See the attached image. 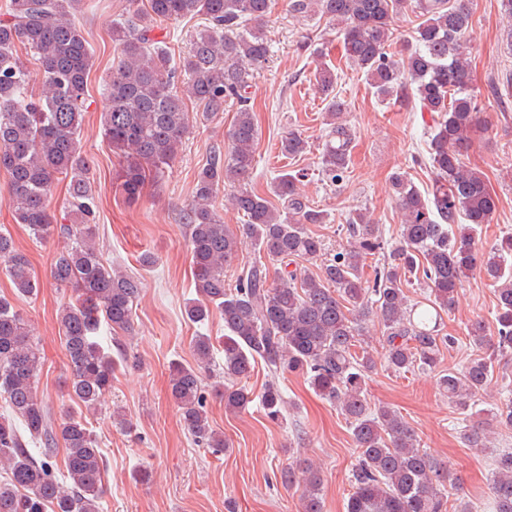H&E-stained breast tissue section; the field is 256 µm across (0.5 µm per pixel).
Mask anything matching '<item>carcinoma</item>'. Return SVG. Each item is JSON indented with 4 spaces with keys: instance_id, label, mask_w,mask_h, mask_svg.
I'll return each instance as SVG.
<instances>
[{
    "instance_id": "obj_1",
    "label": "carcinoma",
    "mask_w": 512,
    "mask_h": 512,
    "mask_svg": "<svg viewBox=\"0 0 512 512\" xmlns=\"http://www.w3.org/2000/svg\"><path fill=\"white\" fill-rule=\"evenodd\" d=\"M415 2L422 22L415 43L401 60L387 52L395 18ZM129 0L131 16L112 24L119 60L110 72L101 112L104 138L122 160L120 189L138 200L147 176L164 172L175 159L186 133L184 99L207 112L236 106L231 150L215 153L199 172L185 215L192 278L198 298L185 305L189 320L202 323L216 312L224 321V376L214 390L224 410L241 413L253 402L246 385L255 364L271 377L298 372L344 415L358 452L352 471L353 492L347 512H448L444 468L421 446L413 428L388 406H371L366 378L377 358L361 347L369 317L382 327L383 359L394 371L436 368L440 346L453 348L454 336L440 335L442 314L451 312L463 282L474 271L493 281L497 292V336H486L479 320L467 327L478 348L512 350V235L506 233L487 253L474 231L491 222L497 199L484 174L462 160L477 135L487 129L478 116L471 88L465 38L471 0H288V12L320 14L335 22L345 56L384 100L416 98L421 108L442 117L431 139L432 192L424 196L401 172L390 178L403 224L392 243L382 238L366 213L346 220L347 244L325 257V244L310 225L325 214L307 205L298 192V176L279 175L271 192L281 208L249 187L259 129L247 96L245 60L260 70L269 62L265 33L274 0ZM83 0H9L0 14V168L9 174L7 202L14 222L36 240L57 235L67 240L50 269L54 285L71 292L62 308L68 396L94 414L112 390L125 354L97 339L102 326L132 330L133 306L141 278L104 264L96 247V207L90 165L78 134L87 77L93 67L83 32L75 22ZM202 16L204 28L186 54L173 61L164 41L153 35L157 24ZM36 56L42 89H30V72L18 47ZM314 80L330 96L328 135L322 173L336 183L351 161L352 134L344 120L347 104L333 95L337 74L321 62ZM307 141L290 132L281 154L305 153ZM67 182L66 224L54 223L53 189ZM231 188L232 207L246 217L234 233L216 207L220 187ZM467 223L453 228L459 217ZM249 239L258 259L243 265L232 288L224 270L238 258L241 238ZM387 250L373 283L362 277L367 256ZM285 267L298 260H321V273L286 271L269 281L264 260ZM422 271L430 290L427 302H410L406 274ZM0 271L21 295H32L37 278L27 255L9 233L0 232ZM196 365L174 363L170 392L185 428L196 444L216 452L224 438L210 424L200 369L213 358L211 337L202 333L192 345ZM495 360L484 353L464 367L439 377L448 402L486 414L501 427H512V400L483 408ZM43 358L29 320L0 299V399L9 415L0 417V512H102L105 461L88 421L68 412L54 418L38 392ZM260 404L268 418L285 417L286 402L269 382ZM20 425L12 423V417ZM488 430L477 424L464 430L471 448L486 447ZM65 449V472L53 463L58 445ZM281 483L301 490L302 512H322V480L310 463L280 470ZM491 512H512V451L501 453L489 482Z\"/></svg>"
}]
</instances>
